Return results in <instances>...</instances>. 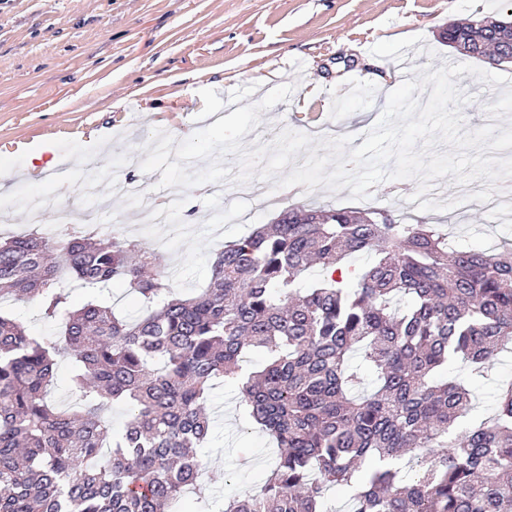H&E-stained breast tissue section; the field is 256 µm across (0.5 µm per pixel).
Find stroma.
<instances>
[{"mask_svg":"<svg viewBox=\"0 0 512 512\" xmlns=\"http://www.w3.org/2000/svg\"><path fill=\"white\" fill-rule=\"evenodd\" d=\"M510 17L512 0H0V159L9 160L0 171V237L53 234L58 205L85 207L90 180L109 203L98 235L118 231L161 247L180 294L205 284L225 242L288 207L389 209L409 224H444L472 248L512 240V217L477 204L417 211L411 179L379 183L358 203L347 188H282L278 206L241 201L233 213L224 209L227 181L180 191L181 227L162 247L153 227L129 222V204L113 191L128 179L165 201L160 173L139 167L153 129L187 139L281 84L294 87L289 101L261 112L246 149L284 129L365 141L388 96L368 79L369 62L400 75L453 65L462 59L444 37L449 24ZM455 81L472 96L462 108L466 129L482 127L499 88L467 73ZM45 142L67 159L62 179L27 167L24 147ZM207 406L206 453L221 462L208 478L215 512L262 484L277 448L243 413L237 384L217 382Z\"/></svg>","mask_w":512,"mask_h":512,"instance_id":"obj_1","label":"stroma"}]
</instances>
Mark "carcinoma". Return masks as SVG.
<instances>
[{"label": "carcinoma", "instance_id": "1", "mask_svg": "<svg viewBox=\"0 0 512 512\" xmlns=\"http://www.w3.org/2000/svg\"><path fill=\"white\" fill-rule=\"evenodd\" d=\"M487 24L448 45L512 52L509 29ZM357 253L366 266L348 265ZM63 269L84 288H127L144 312L73 307ZM164 269L120 233L0 241V301L35 297L61 323L35 337L0 313V512H166L187 486L206 502L197 449L220 378L281 448L264 486L220 512H330L336 488L346 512H512V380L459 440L472 391L436 377L458 360L482 375L512 346L511 243L454 247L389 210L290 208L225 245L191 296L170 295ZM253 351L266 362L249 373ZM60 359L74 367L66 405L47 400Z\"/></svg>", "mask_w": 512, "mask_h": 512}]
</instances>
